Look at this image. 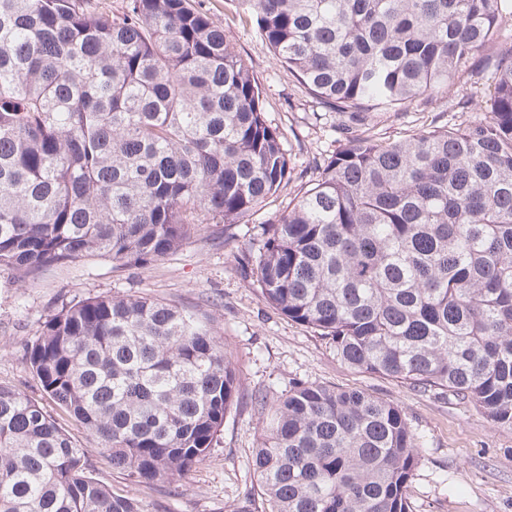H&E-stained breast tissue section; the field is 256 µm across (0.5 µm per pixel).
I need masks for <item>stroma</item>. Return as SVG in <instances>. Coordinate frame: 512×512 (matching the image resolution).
Wrapping results in <instances>:
<instances>
[{
  "instance_id": "1",
  "label": "stroma",
  "mask_w": 512,
  "mask_h": 512,
  "mask_svg": "<svg viewBox=\"0 0 512 512\" xmlns=\"http://www.w3.org/2000/svg\"><path fill=\"white\" fill-rule=\"evenodd\" d=\"M230 32L251 64L265 99V118L283 135L290 179L246 224H203L176 252L146 264L89 259L20 279L0 271V385L36 400L84 448L91 474L142 512H266L251 457L267 416L254 398L275 401L297 380L356 389L397 404L417 439L420 458L407 488L411 512H512V430L498 427L469 401L441 389L413 388L361 373L340 361L330 341L264 302L239 265L241 251L257 249L260 226L287 211L336 149L337 113L327 111L274 58L257 29L239 21V0H192ZM512 47V20L496 45L464 68L453 89L395 112H376L382 139L423 128L461 123L473 113L462 99L480 103L491 85L501 48ZM140 295L189 308L210 318L235 369L238 394L218 443L208 456L170 484L149 485L113 471L98 439L42 391L24 357L61 300L90 295Z\"/></svg>"
}]
</instances>
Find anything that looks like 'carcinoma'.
<instances>
[{
  "label": "carcinoma",
  "instance_id": "1",
  "mask_svg": "<svg viewBox=\"0 0 512 512\" xmlns=\"http://www.w3.org/2000/svg\"><path fill=\"white\" fill-rule=\"evenodd\" d=\"M314 96L336 150L241 265L350 368L446 389L512 429V50L479 114L394 140L367 116L448 93L512 0H241ZM288 179L252 67L190 0H0V269L147 262L194 224H241ZM45 394L112 469L170 483L202 461L237 392L210 321L157 299L69 301L27 346ZM252 466L268 512H410L402 410L294 382ZM0 512H141L95 479L35 401L0 386Z\"/></svg>",
  "mask_w": 512,
  "mask_h": 512
}]
</instances>
